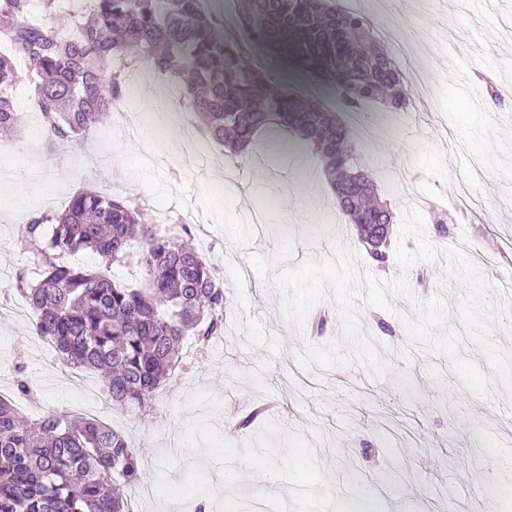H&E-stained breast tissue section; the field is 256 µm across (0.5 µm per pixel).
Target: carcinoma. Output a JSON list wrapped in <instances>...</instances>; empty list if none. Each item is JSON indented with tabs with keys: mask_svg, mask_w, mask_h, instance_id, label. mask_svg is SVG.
<instances>
[{
	"mask_svg": "<svg viewBox=\"0 0 512 512\" xmlns=\"http://www.w3.org/2000/svg\"><path fill=\"white\" fill-rule=\"evenodd\" d=\"M89 20L74 28L29 19V0H0V131L23 126L13 90L33 89L47 147L80 144L127 96L125 75L105 70L112 59L145 62L179 87L184 112L204 138L241 155L271 128L295 133L320 156L346 223L386 261L393 214L378 200L371 174L355 163L352 132L312 97L254 63V42L318 75L358 107L409 100L391 56L365 18L332 0H239L241 35L222 34L201 0H91ZM193 225L156 232L145 207L129 198L81 190L61 213L37 212L21 228L36 254L40 278L25 273L14 287L35 317L36 334L69 368L108 376L115 407L146 408L178 377L188 335L207 342L224 332V288L218 268L184 239ZM90 249L101 258L88 269L66 256ZM134 258L145 285L114 280L111 265ZM266 406L239 414L235 428L263 422ZM141 456L126 437L92 417L49 411L26 421L0 398V512H131L124 486L142 478Z\"/></svg>",
	"mask_w": 512,
	"mask_h": 512,
	"instance_id": "cac0c4a2",
	"label": "carcinoma"
}]
</instances>
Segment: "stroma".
Listing matches in <instances>:
<instances>
[{
    "instance_id": "stroma-1",
    "label": "stroma",
    "mask_w": 512,
    "mask_h": 512,
    "mask_svg": "<svg viewBox=\"0 0 512 512\" xmlns=\"http://www.w3.org/2000/svg\"><path fill=\"white\" fill-rule=\"evenodd\" d=\"M424 46L429 92L402 110L380 104L347 110L344 123L383 127L379 139L356 138L393 214L390 243L408 211L421 213L437 250L465 243V255L495 286L512 277V0H389ZM349 12L385 23L369 0H339ZM467 76L461 90L457 77ZM157 85L127 102L136 120L122 135L112 120L86 146L44 148V131L19 85L24 115L16 137L0 135V278L40 273L37 256L19 242L26 218L63 211L79 190L139 199L151 223L158 208L199 215L195 245L221 264L236 252L237 274L225 275V331L204 347L185 337L184 372L162 389L153 411L111 415L106 384L94 372L70 383L52 345L24 317L0 316V392L37 420L43 410L81 406L128 434L143 449V483L153 500L136 512H500L512 499V397L492 382L490 398L466 390L450 360L412 340L404 317L445 292L447 326L460 329L457 280L442 283L443 259L401 268L378 266L353 225L340 223L329 178L311 146L287 131L264 135L244 157L224 162L223 197L216 177L191 152L196 127L168 122L154 110ZM109 156L105 169L77 165L82 149ZM442 223H434L433 215ZM406 279L412 300L395 312L365 302L368 278ZM330 319L311 332L318 311ZM26 382L30 395L18 390ZM270 404L262 447L231 434L230 410ZM203 474L191 486V473Z\"/></svg>"
}]
</instances>
